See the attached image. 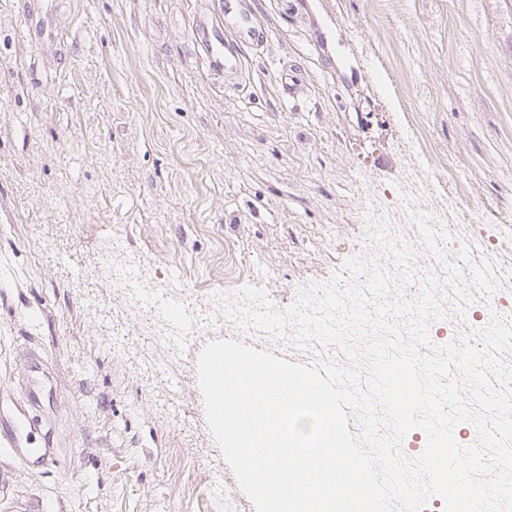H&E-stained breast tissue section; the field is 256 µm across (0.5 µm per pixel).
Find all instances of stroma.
I'll return each instance as SVG.
<instances>
[{"label": "stroma", "instance_id": "1", "mask_svg": "<svg viewBox=\"0 0 512 512\" xmlns=\"http://www.w3.org/2000/svg\"><path fill=\"white\" fill-rule=\"evenodd\" d=\"M243 6L269 37L230 75L199 27L221 0H0V410L38 361L56 452L31 470L0 445V512H206L215 472L256 512L197 376L230 330L157 341L109 265L283 310L355 256L356 192L448 180L486 231L512 218V0Z\"/></svg>", "mask_w": 512, "mask_h": 512}]
</instances>
